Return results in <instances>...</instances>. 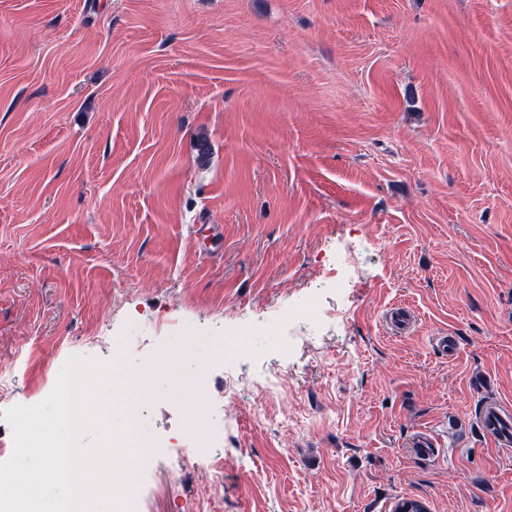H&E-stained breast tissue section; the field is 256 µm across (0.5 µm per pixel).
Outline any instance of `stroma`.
<instances>
[{
    "mask_svg": "<svg viewBox=\"0 0 512 512\" xmlns=\"http://www.w3.org/2000/svg\"><path fill=\"white\" fill-rule=\"evenodd\" d=\"M73 357L144 373L148 444L236 420L141 512H512V0H0V370L34 406ZM385 321L393 334L406 335L414 330L416 316L410 309L398 306L387 311ZM479 419L485 434L499 447L512 446L511 405L487 402L480 409Z\"/></svg>",
    "mask_w": 512,
    "mask_h": 512,
    "instance_id": "35a3bbf8",
    "label": "stroma"
}]
</instances>
